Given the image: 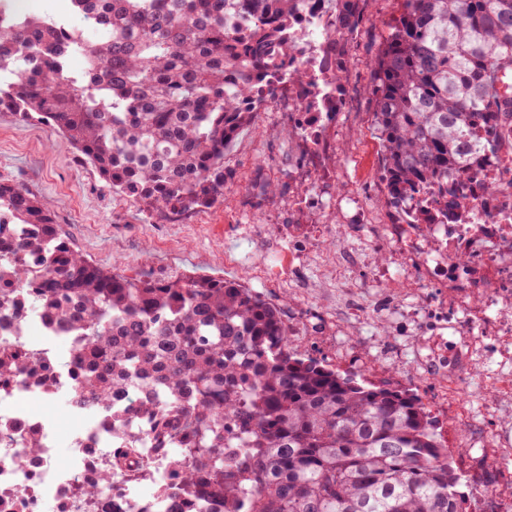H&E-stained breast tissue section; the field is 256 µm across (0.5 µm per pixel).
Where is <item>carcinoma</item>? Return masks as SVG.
<instances>
[{"label":"carcinoma","instance_id":"1","mask_svg":"<svg viewBox=\"0 0 512 512\" xmlns=\"http://www.w3.org/2000/svg\"><path fill=\"white\" fill-rule=\"evenodd\" d=\"M68 0L48 17L0 0V112L59 132L98 176L175 223L224 198V155L289 95L287 130L318 149L338 109L317 84L344 80L349 36L370 0H329L310 49L305 0ZM105 29L69 35L86 10ZM312 50L306 64L296 57ZM86 59L81 72L71 56ZM512 0H401L372 68L387 202L415 224L448 219V182L492 158L512 129ZM52 317L84 359L79 411L111 408L129 384L181 485L156 492L220 512H462L453 467L415 396L360 384L291 351L280 306L231 281L126 276L75 251L43 200L0 180V310ZM40 354L0 344V378H36Z\"/></svg>","mask_w":512,"mask_h":512}]
</instances>
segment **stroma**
Masks as SVG:
<instances>
[{"instance_id":"1","label":"stroma","mask_w":512,"mask_h":512,"mask_svg":"<svg viewBox=\"0 0 512 512\" xmlns=\"http://www.w3.org/2000/svg\"><path fill=\"white\" fill-rule=\"evenodd\" d=\"M400 9V0H372L349 41L351 95L325 130L315 184L295 164L308 144L286 135L289 114L271 106L225 154L223 201L183 222L147 218L49 126L7 112L0 179L43 199L72 247L100 267L224 278L281 305L298 355L422 400L464 477L465 512H512V463L501 451L512 447V407L486 409L512 387V346L486 336L480 350L459 353L448 324L463 316L448 312L446 273L402 258L393 243L368 88Z\"/></svg>"}]
</instances>
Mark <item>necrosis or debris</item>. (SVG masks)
<instances>
[{"label": "necrosis or debris", "instance_id": "obj_1", "mask_svg": "<svg viewBox=\"0 0 512 512\" xmlns=\"http://www.w3.org/2000/svg\"><path fill=\"white\" fill-rule=\"evenodd\" d=\"M494 193H485L486 184ZM468 210L453 209L448 232L438 235L430 226L397 225V243L410 245L417 238H432V248L423 251L426 265L446 268L450 310L468 309L463 294L467 288L488 291L487 310H468V322L481 334L512 337V322L491 317V310L512 308V145L501 149L496 159L460 178ZM30 345L50 362L38 378L15 376L0 381V512H167L154 494V483L171 482L168 453L141 436L140 456L150 461V478L130 479L126 470L111 469L118 451L112 445V418L96 409L72 418L69 426L33 413V400L66 397L77 384L82 360L74 344L60 345L46 322L36 318L18 321L0 319V340ZM37 435L39 452L27 453V439ZM23 465H16V457ZM112 471V485L96 501H87L82 491L97 483L104 469Z\"/></svg>", "mask_w": 512, "mask_h": 512}]
</instances>
